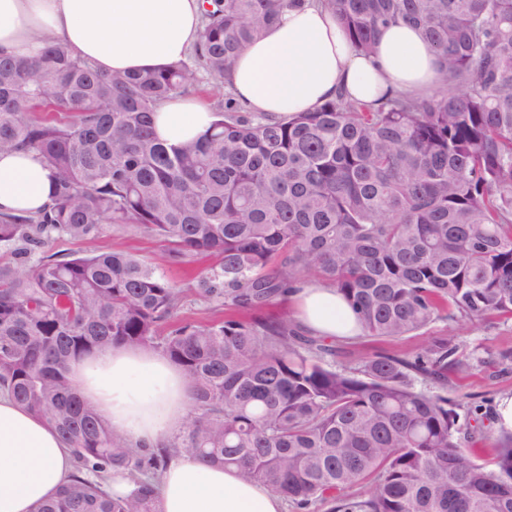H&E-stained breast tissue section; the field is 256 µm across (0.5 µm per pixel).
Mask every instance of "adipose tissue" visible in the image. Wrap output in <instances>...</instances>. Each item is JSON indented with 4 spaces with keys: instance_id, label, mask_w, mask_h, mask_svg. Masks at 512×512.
Returning <instances> with one entry per match:
<instances>
[{
    "instance_id": "1",
    "label": "adipose tissue",
    "mask_w": 512,
    "mask_h": 512,
    "mask_svg": "<svg viewBox=\"0 0 512 512\" xmlns=\"http://www.w3.org/2000/svg\"><path fill=\"white\" fill-rule=\"evenodd\" d=\"M203 0H0V55L38 52L44 37L104 72L154 69L185 59L202 31ZM440 65L419 31L387 28L374 53L355 52L336 15L320 0L285 11L247 44L231 69L232 94L250 111L293 118L343 95L378 107L395 95L433 91ZM214 120L195 96L178 95L154 109L157 137L170 144L200 137ZM52 195L50 172L32 151L0 154V211L29 216ZM298 321L327 339L361 333L335 288L308 282L289 294ZM80 397L134 443L166 444L184 425L191 386L153 349L116 345L84 356L70 370ZM76 473L70 448L45 418L0 390V512H37ZM159 512H287L284 500L235 469L184 454L162 473Z\"/></svg>"
}]
</instances>
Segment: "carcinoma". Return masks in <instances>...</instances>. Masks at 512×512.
Instances as JSON below:
<instances>
[{"label":"carcinoma","instance_id":"obj_1","mask_svg":"<svg viewBox=\"0 0 512 512\" xmlns=\"http://www.w3.org/2000/svg\"><path fill=\"white\" fill-rule=\"evenodd\" d=\"M302 2L214 0L191 64L101 74L49 37L0 58V153L37 152L53 184L38 213H0V384L78 470L38 512H155L174 451L234 466L296 512H512V430L480 460L466 446L488 413L462 421L448 398L475 366L511 369L512 347L463 356L451 330L338 368L292 315H260L314 276L363 337L512 320V0H324L360 54L392 24L417 27L442 87L377 109L339 95L288 121L234 103L238 52ZM198 72L224 106L198 139L160 142L155 106L194 92ZM114 225L156 238L172 265L210 258L197 295L224 317L173 321L182 288L129 251H42ZM114 345L159 349L189 380L169 448L134 447L75 392L71 365ZM111 472L127 495L107 493Z\"/></svg>","mask_w":512,"mask_h":512}]
</instances>
